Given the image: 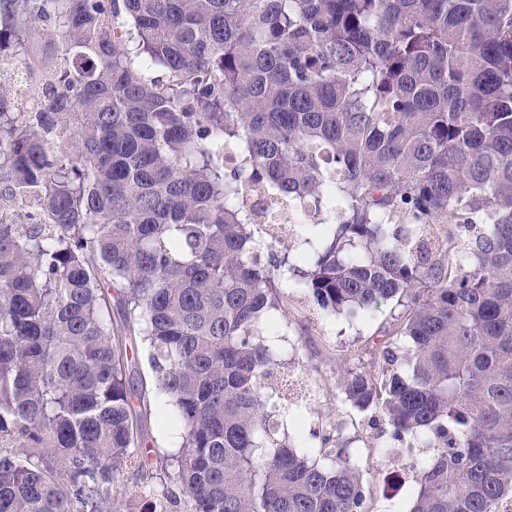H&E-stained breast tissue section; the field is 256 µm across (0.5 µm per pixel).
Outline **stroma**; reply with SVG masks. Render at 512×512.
Instances as JSON below:
<instances>
[{
  "instance_id": "1",
  "label": "stroma",
  "mask_w": 512,
  "mask_h": 512,
  "mask_svg": "<svg viewBox=\"0 0 512 512\" xmlns=\"http://www.w3.org/2000/svg\"><path fill=\"white\" fill-rule=\"evenodd\" d=\"M286 315L278 321L276 334L266 340L277 351L280 369L291 375L295 384L305 392L303 398V427L295 440L310 455H317L318 445L312 434L319 428L342 424L345 435L357 450L359 465L372 489L373 512H408L416 496L414 483L399 488L393 499H386L378 471L390 468L392 450L383 425L371 422V415L344 403L336 394L338 357H346L351 366L366 368L371 354L381 338L380 327L394 311L395 302L382 304L367 317L349 320L328 318L316 311L305 289L285 288ZM112 329L122 345L123 358L133 402L141 415L139 442L149 463L140 474L119 469L117 488L126 492L125 512H139L145 496L166 493L180 496L178 485L161 483L159 477L168 455L177 452L179 445L160 424L159 398L156 377L148 363L147 346L127 330L115 290H108Z\"/></svg>"
}]
</instances>
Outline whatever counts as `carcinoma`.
Listing matches in <instances>:
<instances>
[{"label": "carcinoma", "mask_w": 512, "mask_h": 512, "mask_svg": "<svg viewBox=\"0 0 512 512\" xmlns=\"http://www.w3.org/2000/svg\"><path fill=\"white\" fill-rule=\"evenodd\" d=\"M36 21L63 68L29 111L0 87V512H120L146 468L105 284L186 512H372L340 428L310 461L268 391L285 273L326 315L396 301L336 390L385 419L408 512H512V0H0L28 70ZM254 186L313 254L264 259Z\"/></svg>", "instance_id": "1"}]
</instances>
